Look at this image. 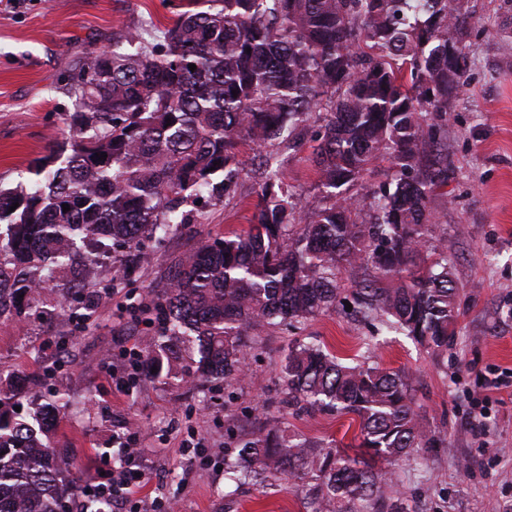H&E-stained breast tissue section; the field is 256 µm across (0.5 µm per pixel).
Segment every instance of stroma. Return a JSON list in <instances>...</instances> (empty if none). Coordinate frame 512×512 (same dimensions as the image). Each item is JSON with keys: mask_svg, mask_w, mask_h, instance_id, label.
<instances>
[{"mask_svg": "<svg viewBox=\"0 0 512 512\" xmlns=\"http://www.w3.org/2000/svg\"><path fill=\"white\" fill-rule=\"evenodd\" d=\"M174 0H0V186H14L29 165L70 138L63 115L72 101L62 80L87 42L111 46L141 22L170 25ZM461 40L469 67L462 92L449 98L442 154L448 181L430 207L457 287L458 319L447 351L358 315L330 311L291 329L253 327L244 385L192 379L194 343L177 344L169 375L135 370L130 350H144L137 308L169 287L184 256L201 242L251 224L263 168L240 148L234 193L211 202L198 222L170 235L151 261L113 282L97 268L98 294L79 317L52 324L0 317V369L25 381L40 402L64 396L55 447L69 456L79 484L112 485L120 466L116 437L134 433L145 477L138 496L160 512H305L293 480L268 474L237 484L224 471L240 437L278 427L312 446L350 449L355 415L294 411L283 401L280 370L292 345L314 343L349 365L404 372L416 409L443 441L426 462L395 465L409 512H512V0H466ZM311 145L277 160L305 208L321 204ZM69 347L58 355L59 341ZM202 445L179 453L189 433Z\"/></svg>", "mask_w": 512, "mask_h": 512, "instance_id": "stroma-1", "label": "stroma"}]
</instances>
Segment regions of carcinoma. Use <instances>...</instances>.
Instances as JSON below:
<instances>
[{"instance_id":"cac0c4a2","label":"carcinoma","mask_w":512,"mask_h":512,"mask_svg":"<svg viewBox=\"0 0 512 512\" xmlns=\"http://www.w3.org/2000/svg\"><path fill=\"white\" fill-rule=\"evenodd\" d=\"M466 16L462 0H185L161 37L149 21L110 51L88 43L65 85L70 150L37 161L33 184L0 187V317H42L51 286L54 311L65 312L94 294L84 269L111 251L124 275L134 272L149 259L143 241L160 245L190 223L188 203L235 189L247 143L265 166L253 224L186 255L144 309L156 328L146 361L172 365L165 339L185 336L198 342L199 377L241 383L248 329L286 328L346 300L448 349L456 289L448 260L427 246L436 223L428 203L448 179L439 133L448 95L464 86L456 34ZM313 118L309 161L322 205L305 212L274 155L299 147ZM380 157L393 178L359 192ZM346 267L366 272L348 299L337 286ZM384 279L396 287H378ZM281 380L290 408L356 415L363 457L320 455L260 428L239 442L233 473L291 477L307 512H408L392 472L372 461L396 465L442 443L415 409L409 379L299 343ZM18 393L0 373V512H72L74 482L51 444L63 399L18 416L8 411Z\"/></svg>"}]
</instances>
